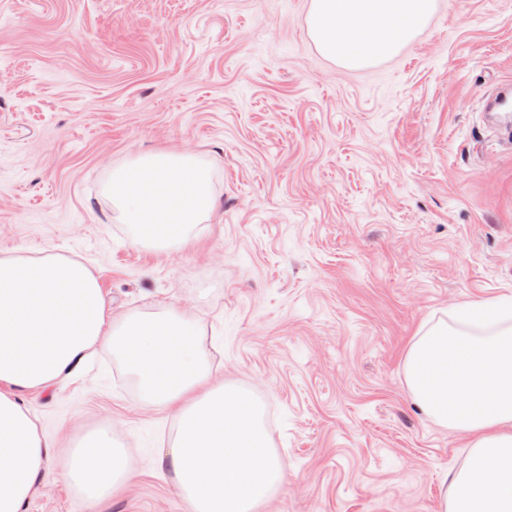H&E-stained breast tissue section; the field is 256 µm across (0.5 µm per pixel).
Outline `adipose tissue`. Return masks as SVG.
<instances>
[{"label":"adipose tissue","instance_id":"obj_1","mask_svg":"<svg viewBox=\"0 0 512 512\" xmlns=\"http://www.w3.org/2000/svg\"><path fill=\"white\" fill-rule=\"evenodd\" d=\"M431 0H312L318 48L350 66L389 55L426 19ZM113 203L133 224V241L187 247L192 224L214 202L206 172L190 156H141L113 171ZM512 303H470L462 328L431 327L411 345L408 384L427 415L470 436L465 466L450 480L445 512H512ZM488 328L489 339L472 334ZM103 345L130 363L147 402L176 424L167 451L191 512H257L288 482L249 394L213 381L199 333L177 311L150 321L109 323L96 277L61 257H0V512H24L44 471L50 441L18 389L70 380ZM130 462L107 431L73 449L64 478L85 497L119 489Z\"/></svg>","mask_w":512,"mask_h":512}]
</instances>
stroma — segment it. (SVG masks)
Wrapping results in <instances>:
<instances>
[{"instance_id": "stroma-1", "label": "stroma", "mask_w": 512, "mask_h": 512, "mask_svg": "<svg viewBox=\"0 0 512 512\" xmlns=\"http://www.w3.org/2000/svg\"><path fill=\"white\" fill-rule=\"evenodd\" d=\"M311 0H0V256L95 275L111 319L184 314L247 388L287 487L260 512H442L469 436L427 416L405 360L469 303L512 297V0H432L393 56L324 57ZM157 151L210 174L193 245L131 241L112 171ZM52 441L25 512H188L169 413L111 347L16 391ZM110 431L131 470L63 478ZM130 462L108 431L95 432L81 448H73L64 478L86 498L96 499L119 489L129 475Z\"/></svg>"}]
</instances>
